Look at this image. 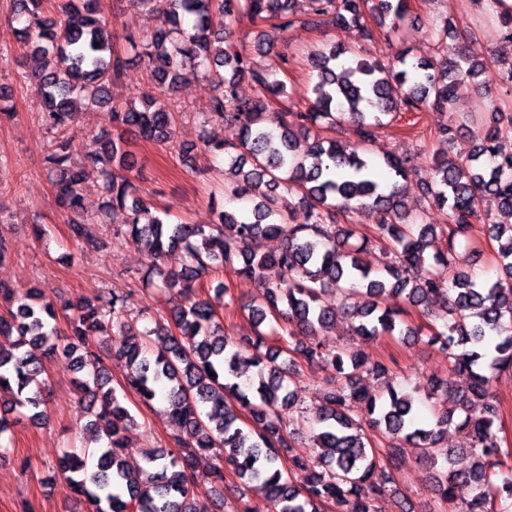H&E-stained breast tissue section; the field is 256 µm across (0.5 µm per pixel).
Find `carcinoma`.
<instances>
[{
    "label": "carcinoma",
    "instance_id": "obj_1",
    "mask_svg": "<svg viewBox=\"0 0 512 512\" xmlns=\"http://www.w3.org/2000/svg\"><path fill=\"white\" fill-rule=\"evenodd\" d=\"M45 2L13 0L14 14L22 22L18 36L25 55L37 61L30 82L41 122L57 134L46 163L73 243L94 245L90 223L108 224L115 213H125L112 235L145 241L150 264L144 279L183 302L171 317L155 319L154 328L135 332L129 322L134 283L61 308L36 289L17 296L0 287V299L10 305L0 315V436L23 420L45 422L47 380L37 352L59 353L79 372L93 368L77 386L90 413L85 441L95 448L67 449L58 460L68 488L89 512H210L195 492L203 453L217 460L210 472L215 493L224 489L229 472L262 493L260 502L237 498L231 512H383L386 497L397 489L398 467L392 451L381 462L354 418L359 411L382 431L388 447L418 449L441 499L453 500L459 484L471 486L474 495L461 512H496L497 501L512 502V455L498 436L501 404L492 391L495 375L512 372V225L496 222L486 207L491 202L498 212L512 214V113L490 95V83L512 84V60L489 71L458 46L452 55H440L457 38L446 20L433 29L427 51L404 48L387 64L334 45L311 55L313 102L304 112H291L286 83L269 69L255 68L235 37L227 22L234 11L245 9L284 30L297 24L356 27L370 39V14H379L390 33L412 23L408 0H309L310 13L303 17L298 0H129L158 4L159 23L143 37L139 53L151 81L174 91L191 76L216 77L210 117L240 132L236 145L202 140L203 151L224 153L228 165L216 223L172 224L138 195V160L127 149L129 135L170 141L172 105L143 94L136 104L112 106V87L128 61L113 51L114 34L98 0H61L56 10ZM471 2L497 21L496 37L512 41V6L505 0ZM187 18L193 33L177 41L174 34ZM465 77L481 78L479 101L470 112L457 110L455 88ZM244 81L259 93L242 97ZM104 107L112 114L113 133L76 140L78 114ZM427 109L448 114L436 131L438 149L429 169L422 172L408 158L391 155L379 173L363 146L386 117ZM479 114L489 119L487 137L448 156L466 122ZM345 122L351 124L349 143L331 136ZM301 138L308 145L299 155ZM88 166L104 195L91 222L84 218ZM412 184L427 207L448 208L443 251L428 253L437 227L408 209ZM248 198L255 201L251 211L235 207ZM295 200L305 209L301 222L294 217ZM353 204L375 221L374 234L355 243L353 231L336 223V212ZM477 222L487 225L494 240H505L497 277L482 282L473 260L459 251ZM259 235L278 240L277 248L253 251ZM378 244L387 248L388 261L375 270L363 254ZM172 255L181 266L168 269ZM226 267L266 286L261 300L245 306L255 326L271 317L283 322L289 337H311L294 352L329 371L330 388L317 407H298V373L292 363H277L283 349L273 350L267 334L256 331L243 347L224 334L200 290L204 277ZM436 303L443 308L442 325L430 342L448 351L451 376L428 378L420 389L426 400L443 396L454 407L434 408V427L426 428L415 417L414 396L400 385L389 380L377 394L360 386L365 371L388 377L387 363L330 349L318 337L343 314L357 336L414 338L418 332L401 316ZM61 317L67 331L60 335ZM109 326L112 338L103 356L92 338ZM107 358L126 364L116 387ZM455 374L467 376V389L456 387ZM162 389L177 433L168 446L149 449L145 466L133 469L124 459L126 432L136 422L125 404L127 393L138 397L140 409L151 410ZM299 423L314 430L312 460L296 450ZM451 425L465 434L468 447L440 446ZM458 453L470 455L468 467H453Z\"/></svg>",
    "mask_w": 512,
    "mask_h": 512
}]
</instances>
